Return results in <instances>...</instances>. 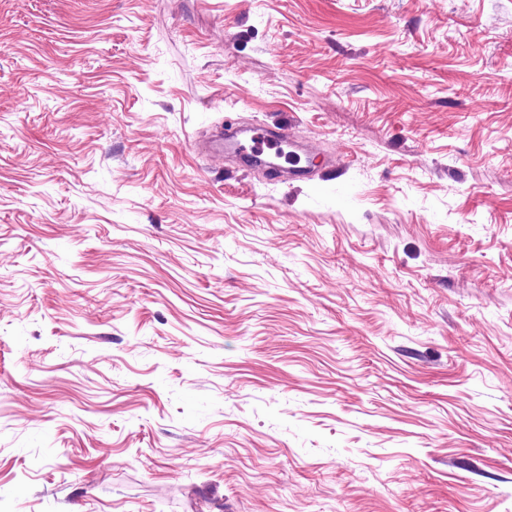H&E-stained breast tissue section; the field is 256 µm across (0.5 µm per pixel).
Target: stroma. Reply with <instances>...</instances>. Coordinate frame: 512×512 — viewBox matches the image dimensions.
<instances>
[{
    "instance_id": "obj_1",
    "label": "stroma",
    "mask_w": 512,
    "mask_h": 512,
    "mask_svg": "<svg viewBox=\"0 0 512 512\" xmlns=\"http://www.w3.org/2000/svg\"><path fill=\"white\" fill-rule=\"evenodd\" d=\"M1 489L512 512V0H0ZM251 135L245 142L234 139L231 132L226 129L221 130L216 135V140L223 144L225 140V149L231 151L240 157H252L253 155H261V148L259 146L266 145L269 149L274 145L281 143H288L294 146L290 140V133L286 130H280L277 134L271 132L266 126L256 124L250 129Z\"/></svg>"
}]
</instances>
